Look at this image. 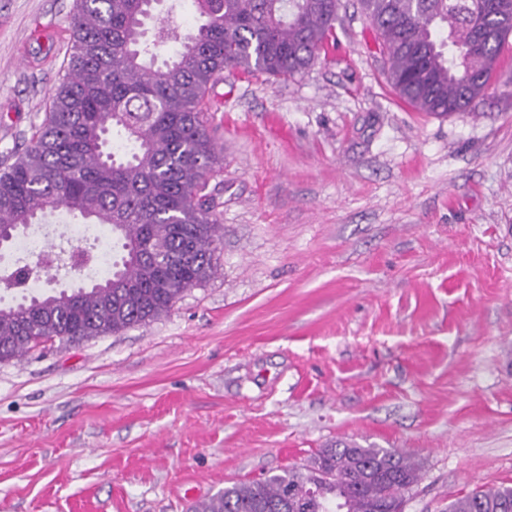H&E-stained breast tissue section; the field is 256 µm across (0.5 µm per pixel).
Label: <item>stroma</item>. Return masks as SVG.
<instances>
[{"label": "stroma", "instance_id": "stroma-1", "mask_svg": "<svg viewBox=\"0 0 512 512\" xmlns=\"http://www.w3.org/2000/svg\"><path fill=\"white\" fill-rule=\"evenodd\" d=\"M75 0H0V160L42 123ZM215 273L159 320L0 361V512H189L336 440L421 465L404 512L512 487V39L416 111L357 0L288 81L210 93Z\"/></svg>", "mask_w": 512, "mask_h": 512}]
</instances>
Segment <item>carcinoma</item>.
<instances>
[{
	"label": "carcinoma",
	"mask_w": 512,
	"mask_h": 512,
	"mask_svg": "<svg viewBox=\"0 0 512 512\" xmlns=\"http://www.w3.org/2000/svg\"><path fill=\"white\" fill-rule=\"evenodd\" d=\"M157 0H76L66 70L41 125L0 163V234L60 209L108 227L121 262L89 288L0 307V361L40 340L77 342L166 315L216 270L220 172L209 91L224 69L293 78L335 43L340 0H194L183 32L145 20ZM388 79L422 112L467 111L490 86L512 33V0H359ZM41 272L0 276L18 289ZM421 467L409 453L338 441L308 464L234 483L191 512H402ZM448 512H512V488L481 487Z\"/></svg>",
	"instance_id": "1"
}]
</instances>
